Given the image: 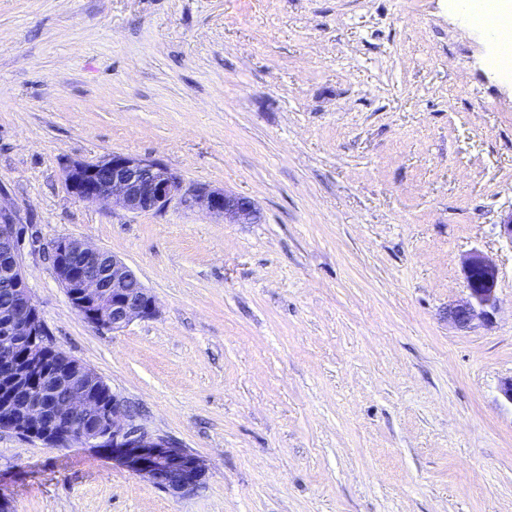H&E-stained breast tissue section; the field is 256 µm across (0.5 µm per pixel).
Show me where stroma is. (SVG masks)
Segmentation results:
<instances>
[{"label": "stroma", "instance_id": "obj_1", "mask_svg": "<svg viewBox=\"0 0 512 512\" xmlns=\"http://www.w3.org/2000/svg\"><path fill=\"white\" fill-rule=\"evenodd\" d=\"M450 0H0V202L52 346L203 463L165 491L0 431L13 512H512V76ZM161 161L259 217L74 197L72 160ZM62 237L155 317L82 319ZM498 268L470 328L463 262ZM467 298L448 307V319L462 328L489 321L496 309L498 269L496 264L479 251L472 252L464 264Z\"/></svg>", "mask_w": 512, "mask_h": 512}]
</instances>
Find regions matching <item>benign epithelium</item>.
Instances as JSON below:
<instances>
[{"mask_svg": "<svg viewBox=\"0 0 512 512\" xmlns=\"http://www.w3.org/2000/svg\"><path fill=\"white\" fill-rule=\"evenodd\" d=\"M63 176L75 197L131 213H160L179 203L229 224H252L258 217L250 198L203 185L187 187L154 159L112 153L95 161L74 160L65 165ZM17 235L16 216L0 203V266L12 286L8 311L0 317V430L37 438L52 448H67L77 439L165 490L196 489L202 462L134 423L118 395L103 406L93 387L102 379L94 370L66 355L55 370L40 377L34 373L47 356L41 342L45 330L26 283ZM51 254L62 288L86 321L118 332L155 316L154 296L119 256L79 238L54 241ZM464 276L467 298L448 306V319L469 328L489 321L496 309L498 269L492 259L474 251L465 261Z\"/></svg>", "mask_w": 512, "mask_h": 512, "instance_id": "obj_1", "label": "benign epithelium"}]
</instances>
